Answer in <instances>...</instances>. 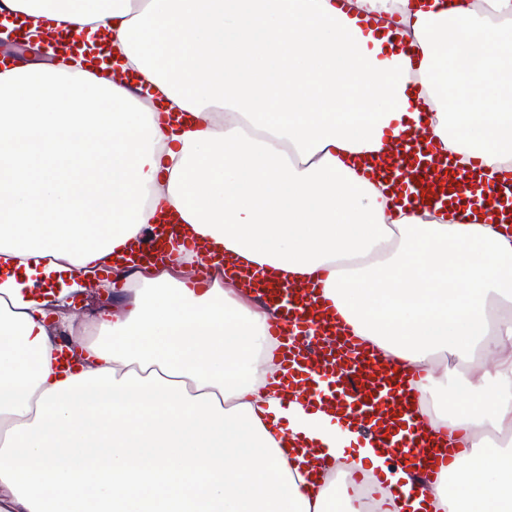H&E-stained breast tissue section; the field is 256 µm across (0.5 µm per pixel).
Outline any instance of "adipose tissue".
I'll return each instance as SVG.
<instances>
[{"mask_svg": "<svg viewBox=\"0 0 512 512\" xmlns=\"http://www.w3.org/2000/svg\"><path fill=\"white\" fill-rule=\"evenodd\" d=\"M11 6L35 32L108 31L164 105L82 55L0 70V512H360L357 471L402 490L397 512H512V225L406 208L346 161L419 127L485 181L512 167V0ZM367 17L397 18L418 60ZM161 211L255 275L317 279L411 375L448 467L414 493L410 468L285 399L275 309L220 271L178 277L191 252L134 269L58 364L37 277L105 269ZM301 443L344 466L314 498Z\"/></svg>", "mask_w": 512, "mask_h": 512, "instance_id": "ef3b65f1", "label": "adipose tissue"}]
</instances>
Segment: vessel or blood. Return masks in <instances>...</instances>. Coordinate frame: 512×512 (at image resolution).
Returning a JSON list of instances; mask_svg holds the SVG:
<instances>
[{"label": "vessel or blood", "mask_w": 512, "mask_h": 512, "mask_svg": "<svg viewBox=\"0 0 512 512\" xmlns=\"http://www.w3.org/2000/svg\"><path fill=\"white\" fill-rule=\"evenodd\" d=\"M402 150L416 154L419 164L400 171L393 158L382 157L373 161L363 176L393 180L401 190L413 187V194L407 197L413 206L466 199L484 168L479 159L465 170L449 161L432 167L430 160L436 150L419 132L403 139ZM483 200L489 212L512 213V176L486 185ZM255 296L280 312L270 327V338L273 361L288 370L281 379L286 396L305 399L314 409L336 415L383 448L392 462L415 469L422 480L434 478L447 467L454 451L440 446L417 423L405 373L381 365L364 341L347 329L331 300L307 284L273 276L259 283ZM308 461L314 474L308 493L314 497L326 475L336 472L339 464L318 450L310 451Z\"/></svg>", "instance_id": "1"}]
</instances>
